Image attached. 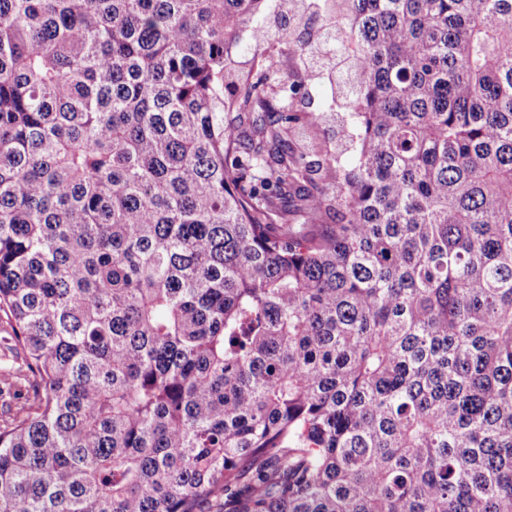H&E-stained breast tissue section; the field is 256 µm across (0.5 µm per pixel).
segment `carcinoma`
<instances>
[{
	"label": "carcinoma",
	"instance_id": "obj_1",
	"mask_svg": "<svg viewBox=\"0 0 512 512\" xmlns=\"http://www.w3.org/2000/svg\"><path fill=\"white\" fill-rule=\"evenodd\" d=\"M267 2L0 0V512H512V0Z\"/></svg>",
	"mask_w": 512,
	"mask_h": 512
}]
</instances>
